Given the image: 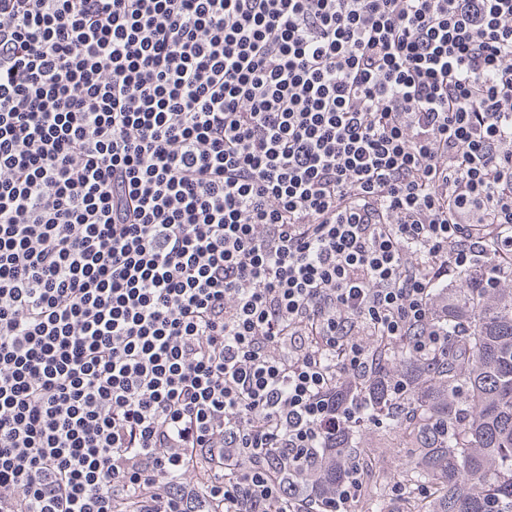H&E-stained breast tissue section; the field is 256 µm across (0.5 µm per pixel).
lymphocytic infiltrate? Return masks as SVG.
Returning a JSON list of instances; mask_svg holds the SVG:
<instances>
[{
    "mask_svg": "<svg viewBox=\"0 0 512 512\" xmlns=\"http://www.w3.org/2000/svg\"><path fill=\"white\" fill-rule=\"evenodd\" d=\"M474 269L512 0H0V512H351L286 470Z\"/></svg>",
    "mask_w": 512,
    "mask_h": 512,
    "instance_id": "f902f5d3",
    "label": "lymphocytic infiltrate"
}]
</instances>
